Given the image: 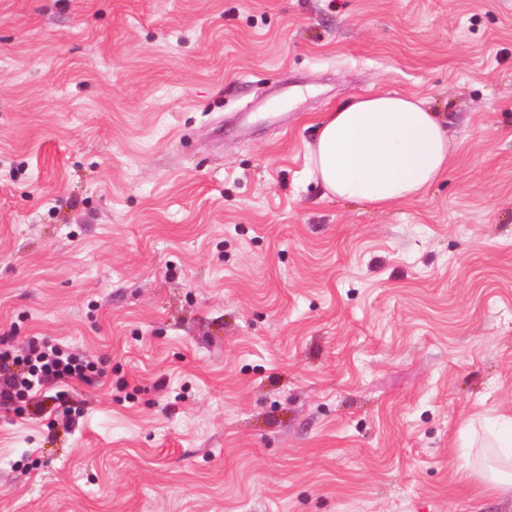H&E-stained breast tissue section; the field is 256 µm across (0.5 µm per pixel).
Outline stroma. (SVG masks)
I'll return each instance as SVG.
<instances>
[{
    "instance_id": "1",
    "label": "stroma",
    "mask_w": 512,
    "mask_h": 512,
    "mask_svg": "<svg viewBox=\"0 0 512 512\" xmlns=\"http://www.w3.org/2000/svg\"><path fill=\"white\" fill-rule=\"evenodd\" d=\"M370 91L457 147L325 197ZM0 336L101 373L0 408V512H512V0H0ZM453 145L424 99L370 93L326 112L308 170L326 196L384 210L422 196L448 171ZM498 431L495 434L497 448L507 461H512V415H503L498 418ZM459 471L462 474V478L468 479L471 477H479L484 480L488 485L489 489L497 491L501 494L512 493V475L510 472H493L490 474L482 473L480 471H474L468 463L461 466Z\"/></svg>"
}]
</instances>
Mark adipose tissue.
<instances>
[{"instance_id": "adipose-tissue-1", "label": "adipose tissue", "mask_w": 512, "mask_h": 512, "mask_svg": "<svg viewBox=\"0 0 512 512\" xmlns=\"http://www.w3.org/2000/svg\"><path fill=\"white\" fill-rule=\"evenodd\" d=\"M453 141L424 99L377 92L336 106L307 145L326 195L372 209L419 198L448 169Z\"/></svg>"}]
</instances>
